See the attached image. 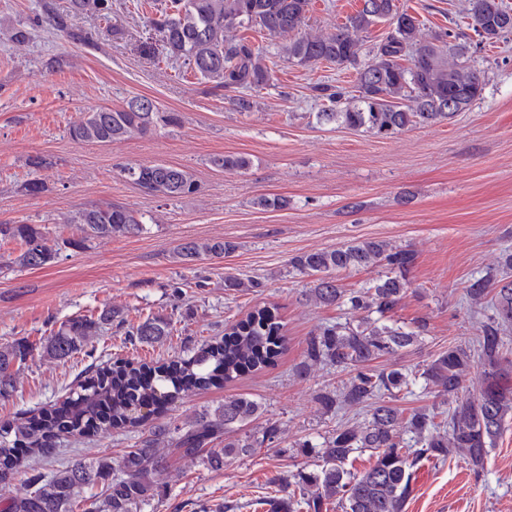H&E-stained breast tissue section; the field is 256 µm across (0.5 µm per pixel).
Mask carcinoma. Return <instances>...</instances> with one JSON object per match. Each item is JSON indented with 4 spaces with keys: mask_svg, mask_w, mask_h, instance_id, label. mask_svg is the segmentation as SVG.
<instances>
[{
    "mask_svg": "<svg viewBox=\"0 0 512 512\" xmlns=\"http://www.w3.org/2000/svg\"><path fill=\"white\" fill-rule=\"evenodd\" d=\"M398 0H375L362 7L327 35L303 31L311 0H167L147 24L158 33L166 55L182 61L193 74L226 92L248 91L267 85L273 71L262 51L246 36L250 30L282 37L287 58L298 65L331 64L356 70L358 95L341 105L345 92L328 82L313 86L316 98L330 103L317 113L321 122H340L387 138L416 126L450 120L482 99L481 71L462 58L471 47H486L505 32H512V10L501 0H468L463 26L428 35L425 21L397 6ZM112 0H69L67 10H45L44 22L80 43H92V34L69 25L73 14L103 18ZM386 21L389 31L371 57L360 60L362 34ZM7 40L19 49L28 42L25 26L6 29ZM458 102L448 110V100ZM179 115L162 112L147 96H133L118 107L83 113L69 129L79 142L107 144L146 135L159 126L177 125ZM211 164L221 170L245 169L249 159L217 155ZM148 195L182 198L195 194L198 184L186 170L163 164L121 169ZM82 225L88 239L137 236L145 224L137 212L118 204L79 209L64 219ZM13 240L21 251L12 263L39 269L55 262L59 247L35 224H0V241ZM228 240H191L180 244L173 258L192 262L220 258L236 250ZM416 252L386 240L365 239L345 247L301 253L290 264L314 277L310 301L323 306H344L361 314L355 326L336 322L320 326L309 336L298 375L317 366L347 373L334 392L319 395L326 411L363 409L362 423L341 424L323 441L298 443L304 455L319 464L273 482L285 492L269 501L271 512H323L334 504L341 512H406L414 497L418 470L425 461L445 462L461 455L478 473L512 416V352L504 331L512 326V281L491 274L471 280L466 295L479 302L494 297V315L482 325L473 345H450L418 370L380 369L379 360L422 342L428 331L424 318L408 324L394 321L409 289L408 275ZM381 269L366 288L346 291L336 274L352 269ZM125 323L112 307L98 314L78 316L61 324L42 343L44 355L66 360L88 346L91 337L112 325ZM284 325L277 308L263 306L224 328V339L201 345L191 357L151 366L120 359L112 365L89 366L77 388L60 403L18 421L0 424V488L16 474V452L38 458L56 453L67 437L89 436L111 428L141 427L162 405L181 395L231 382L238 376L275 364L284 351ZM171 334V322L153 315L126 332L133 344H159ZM32 349L23 341L0 345V400L13 395L22 363ZM478 384L473 399L461 397L470 381ZM422 385L443 398L446 408L412 409L397 406L400 396ZM261 414L256 400L234 395L216 407H206L185 422L160 423L150 428L140 445L114 463L109 458L86 462L76 459L48 475L27 482L25 493L0 500V512H137L153 500L170 474L171 460L198 462L214 472L224 470L229 454L251 455L265 443H277L280 429L267 424L261 436L231 438ZM224 447H214L215 442ZM165 447L160 448L158 444ZM369 453V466L360 472L347 468L350 460ZM101 487L100 494L86 491Z\"/></svg>",
    "mask_w": 512,
    "mask_h": 512,
    "instance_id": "1",
    "label": "carcinoma"
}]
</instances>
